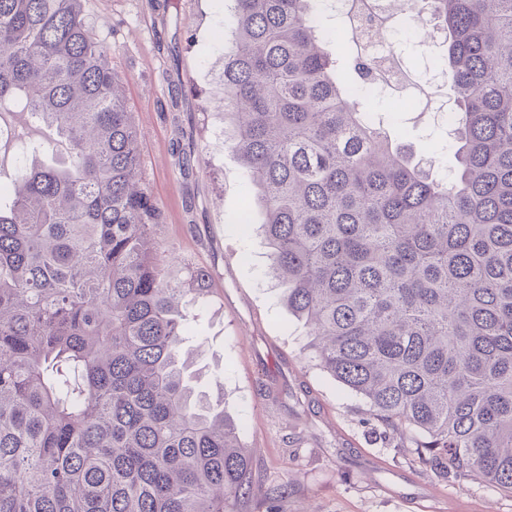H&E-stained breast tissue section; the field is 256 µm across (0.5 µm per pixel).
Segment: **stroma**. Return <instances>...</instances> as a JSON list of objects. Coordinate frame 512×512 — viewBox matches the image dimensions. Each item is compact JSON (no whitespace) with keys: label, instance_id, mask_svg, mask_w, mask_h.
Listing matches in <instances>:
<instances>
[{"label":"stroma","instance_id":"1","mask_svg":"<svg viewBox=\"0 0 512 512\" xmlns=\"http://www.w3.org/2000/svg\"><path fill=\"white\" fill-rule=\"evenodd\" d=\"M84 14L111 46L136 115L163 247L213 275L208 302L191 310V327L206 340L200 384L223 385L257 487L287 483L286 512H512V494L442 479L415 449L393 448L366 424L363 400L306 358L258 227L239 226L247 180L224 150L218 107L228 0H85ZM391 41L416 85L415 105L403 109L367 90L363 106L416 157L451 172L452 130L434 118L454 106L448 84L433 78L442 42L408 21Z\"/></svg>","mask_w":512,"mask_h":512}]
</instances>
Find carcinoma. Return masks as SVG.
<instances>
[{"instance_id":"carcinoma-1","label":"carcinoma","mask_w":512,"mask_h":512,"mask_svg":"<svg viewBox=\"0 0 512 512\" xmlns=\"http://www.w3.org/2000/svg\"><path fill=\"white\" fill-rule=\"evenodd\" d=\"M322 0H232L218 75L280 300L317 365L422 464L512 494V0H387L444 34L443 180L361 109ZM54 128L0 186V512H241L239 424L196 386L211 271L160 251L134 112L83 0H0V109ZM288 485L262 493L285 512Z\"/></svg>"}]
</instances>
